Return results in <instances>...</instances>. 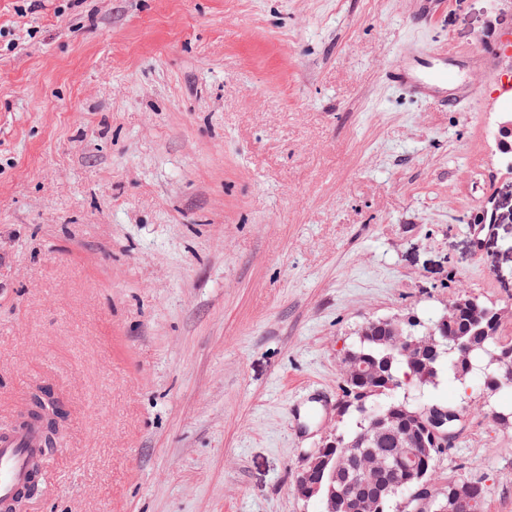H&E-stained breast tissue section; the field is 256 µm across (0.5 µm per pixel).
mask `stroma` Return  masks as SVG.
<instances>
[{"mask_svg":"<svg viewBox=\"0 0 512 512\" xmlns=\"http://www.w3.org/2000/svg\"><path fill=\"white\" fill-rule=\"evenodd\" d=\"M0 0V428L50 388L63 453L24 512H324L290 485L375 318L512 311L495 130L389 87L404 44L512 34V0ZM436 481L512 512L481 377Z\"/></svg>","mask_w":512,"mask_h":512,"instance_id":"1","label":"stroma"}]
</instances>
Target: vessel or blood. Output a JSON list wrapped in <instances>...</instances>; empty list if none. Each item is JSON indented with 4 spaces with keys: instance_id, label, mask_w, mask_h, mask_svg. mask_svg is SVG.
I'll return each instance as SVG.
<instances>
[{
    "instance_id": "vessel-or-blood-1",
    "label": "vessel or blood",
    "mask_w": 512,
    "mask_h": 512,
    "mask_svg": "<svg viewBox=\"0 0 512 512\" xmlns=\"http://www.w3.org/2000/svg\"><path fill=\"white\" fill-rule=\"evenodd\" d=\"M494 53L493 47L483 44L451 53L406 45L399 51V62L388 78L416 99L464 110L481 96L482 89L460 79L463 61L481 68ZM46 454L36 430L0 432V505L9 502L29 482L34 460L45 458Z\"/></svg>"
}]
</instances>
